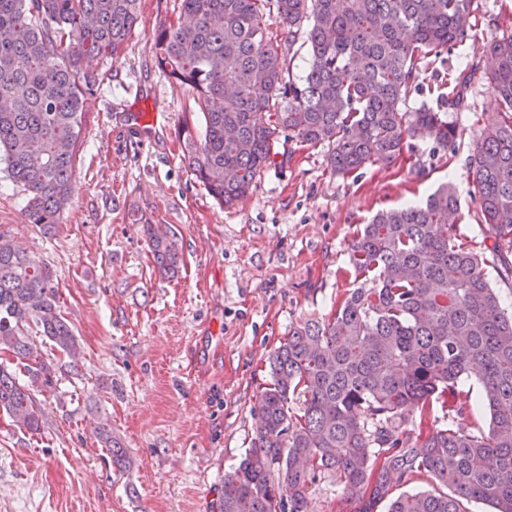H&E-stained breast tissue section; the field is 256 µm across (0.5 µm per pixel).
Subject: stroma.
Segmentation results:
<instances>
[{
	"mask_svg": "<svg viewBox=\"0 0 512 512\" xmlns=\"http://www.w3.org/2000/svg\"><path fill=\"white\" fill-rule=\"evenodd\" d=\"M477 4L475 38L428 57L403 105L436 107L449 79L477 64L454 149L416 132L391 165L343 177L327 165L328 146L299 147L223 208L187 167L175 135L193 95L152 60L154 31L178 20L180 0H140L124 55L93 63L104 80L84 115L59 224L26 223V194L0 171V234L49 269L77 339L67 354L36 324L27 327L55 387L34 393L38 431L0 414V512H218L224 475L259 424L269 355L353 288L349 246L378 210L453 181L457 232L485 253L491 240L470 161L497 111L483 47L512 33V0ZM148 224L178 247L174 277L157 271ZM101 426L126 448L125 466L102 447Z\"/></svg>",
	"mask_w": 512,
	"mask_h": 512,
	"instance_id": "1",
	"label": "stroma"
}]
</instances>
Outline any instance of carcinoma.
<instances>
[{
    "mask_svg": "<svg viewBox=\"0 0 512 512\" xmlns=\"http://www.w3.org/2000/svg\"><path fill=\"white\" fill-rule=\"evenodd\" d=\"M139 0H0V164L28 194L25 218L59 223L80 147L83 114L103 75L83 67L117 59L138 20ZM475 0H181L193 17L162 24L157 65L193 93L204 125L184 121L183 159L221 206L251 191L277 146L328 145L329 164L349 175L388 165L405 137L425 132L448 148L460 136L448 112L464 109L459 73L448 110L406 112L423 59L477 29ZM284 38L273 40L270 21ZM308 71L290 78L295 46ZM486 75L498 112L479 133L471 166L492 251L512 250V34L487 46ZM456 186L417 204L378 211L350 245L359 287L329 317L293 327L269 358L271 381L252 448L224 474L220 512H304L322 479L344 483L338 512H466L463 501L512 512V313L485 258L458 242ZM156 267L176 271L175 241L147 225ZM50 271L0 234V351L31 357L33 321L60 351L76 338L57 304ZM30 382L54 387L43 360ZM484 390L485 430L444 423L466 412L463 382ZM0 411L29 430L40 421L30 388L0 364ZM112 463L126 449L103 431ZM427 475L452 493L395 491Z\"/></svg>",
    "mask_w": 512,
    "mask_h": 512,
    "instance_id": "1",
    "label": "carcinoma"
}]
</instances>
